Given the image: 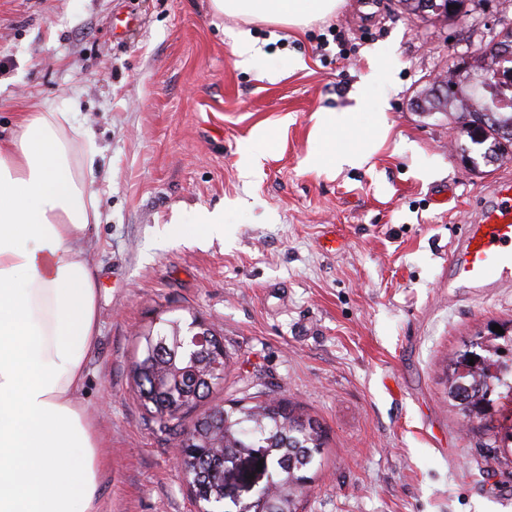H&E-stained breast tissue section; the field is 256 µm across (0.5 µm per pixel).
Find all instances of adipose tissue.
Returning a JSON list of instances; mask_svg holds the SVG:
<instances>
[{
    "mask_svg": "<svg viewBox=\"0 0 512 512\" xmlns=\"http://www.w3.org/2000/svg\"><path fill=\"white\" fill-rule=\"evenodd\" d=\"M343 0H210L218 15L289 26L336 13ZM309 161L336 172L386 139L379 120L350 135L347 112H318ZM66 112L22 113L0 140V512H98L107 462L82 392L95 350L98 278L83 248L98 200L78 163Z\"/></svg>",
    "mask_w": 512,
    "mask_h": 512,
    "instance_id": "obj_1",
    "label": "adipose tissue"
}]
</instances>
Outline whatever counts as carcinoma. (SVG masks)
I'll return each mask as SVG.
<instances>
[{"label": "carcinoma", "instance_id": "obj_1", "mask_svg": "<svg viewBox=\"0 0 512 512\" xmlns=\"http://www.w3.org/2000/svg\"><path fill=\"white\" fill-rule=\"evenodd\" d=\"M468 73L451 70L444 101L424 100L430 110L456 112L480 124L489 142L482 154L492 165L512 151V112H499L482 103L497 84L476 92L467 89ZM202 332L197 318H162L155 329L136 337L132 379L135 394L149 419L172 433L180 445L182 472L187 475L201 512H229L224 498V456L265 449L268 481L261 494L269 512H301L304 491L300 482L314 480L316 464L327 444V433L317 419L286 398L259 399L239 410L214 405L201 412L192 425L182 424V415L205 400L220 374L229 370V356L195 343ZM490 343L487 355L474 360L462 351L448 366V396L469 422L494 433L497 448L512 449V426L502 429L487 423L484 408L495 403L492 396L511 395L512 384L502 382L493 368L508 365L512 371V329Z\"/></svg>", "mask_w": 512, "mask_h": 512}]
</instances>
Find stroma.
<instances>
[{"instance_id":"35a3bbf8","label":"stroma","mask_w":512,"mask_h":512,"mask_svg":"<svg viewBox=\"0 0 512 512\" xmlns=\"http://www.w3.org/2000/svg\"><path fill=\"white\" fill-rule=\"evenodd\" d=\"M509 26L506 0L449 21L344 0L302 27L216 17L208 0H0V136L19 113L64 111L78 154L97 153L83 402L109 460L99 512L199 510L131 373L138 332L189 312L234 355L206 406L263 392L326 430L302 512H512V456L485 466L489 439L445 382L512 320V287L448 285L457 226L512 160L481 164L456 116L416 102ZM318 111L355 113L363 135L385 117L388 137L362 165L313 168ZM216 209L223 237H201L197 214Z\"/></svg>"}]
</instances>
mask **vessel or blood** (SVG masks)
I'll use <instances>...</instances> for the list:
<instances>
[{"label": "vessel or blood", "instance_id": "obj_1", "mask_svg": "<svg viewBox=\"0 0 512 512\" xmlns=\"http://www.w3.org/2000/svg\"><path fill=\"white\" fill-rule=\"evenodd\" d=\"M450 280L482 292L512 285V183L493 186L471 223L458 226Z\"/></svg>", "mask_w": 512, "mask_h": 512}]
</instances>
